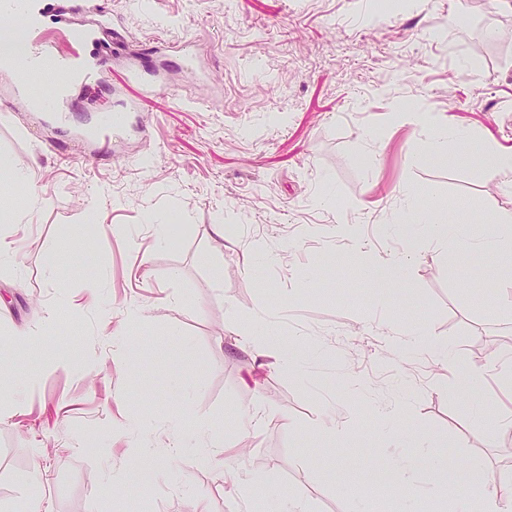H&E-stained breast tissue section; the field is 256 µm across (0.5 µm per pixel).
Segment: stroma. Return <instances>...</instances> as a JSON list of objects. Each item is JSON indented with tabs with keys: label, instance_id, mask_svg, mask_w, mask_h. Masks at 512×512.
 I'll return each instance as SVG.
<instances>
[{
	"label": "stroma",
	"instance_id": "stroma-1",
	"mask_svg": "<svg viewBox=\"0 0 512 512\" xmlns=\"http://www.w3.org/2000/svg\"><path fill=\"white\" fill-rule=\"evenodd\" d=\"M389 2L103 0L128 41L101 95L74 98L61 127L44 125L0 71V166L33 174L0 180V200H42L19 227L0 226V242L22 248L17 264L0 265V345L52 328L0 370V512L37 499L51 512H244L224 483L228 465L271 474L310 512H396L373 479L380 463L415 469L433 512H446L449 475L421 457L425 443L482 463L487 485L512 479V431L499 424L512 419V389L494 370L512 352V249L421 245L408 295L386 306L362 269L403 250L392 225L406 189L425 215L455 199L466 203L458 220L512 215V175L489 179L460 145L421 156L426 130L410 118L430 112L512 149V0ZM187 38L199 41L203 72L152 51ZM134 64L162 70L166 86L109 148L72 151L73 129L118 110L113 85L133 94L124 73ZM151 216L169 227L165 245ZM342 222L368 241L363 257L334 236ZM59 247L74 260L49 267ZM256 247L270 260L254 271L242 254ZM251 315L307 347L296 369L269 364L258 389L255 361L232 343ZM120 326L128 343L116 356ZM422 326L482 372L484 422L459 400L458 374L420 348ZM258 403L263 424L242 431L239 411ZM377 407L399 409L402 430L366 425ZM330 414L352 435L322 430ZM201 419L224 428V467L197 461ZM174 423L186 446L165 472L113 485L130 444L165 447Z\"/></svg>",
	"mask_w": 512,
	"mask_h": 512
}]
</instances>
